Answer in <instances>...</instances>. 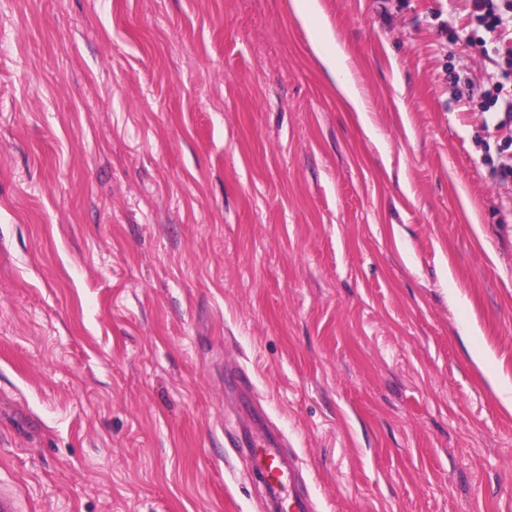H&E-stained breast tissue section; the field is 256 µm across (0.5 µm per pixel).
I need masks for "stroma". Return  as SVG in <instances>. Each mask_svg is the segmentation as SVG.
Segmentation results:
<instances>
[{
  "label": "stroma",
  "instance_id": "obj_1",
  "mask_svg": "<svg viewBox=\"0 0 512 512\" xmlns=\"http://www.w3.org/2000/svg\"><path fill=\"white\" fill-rule=\"evenodd\" d=\"M466 0H0V484L23 512H512V179ZM339 56L353 108L320 62ZM246 448H251V455L255 466L262 469L266 475L269 490L276 497L288 498L289 512H308L303 497L296 494L291 469L284 470L279 463V448L271 438L256 436L252 438Z\"/></svg>",
  "mask_w": 512,
  "mask_h": 512
}]
</instances>
